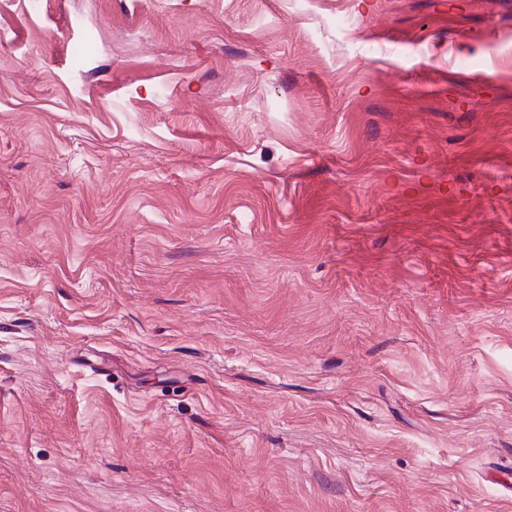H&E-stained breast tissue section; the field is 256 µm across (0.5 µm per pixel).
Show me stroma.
<instances>
[{"mask_svg":"<svg viewBox=\"0 0 512 512\" xmlns=\"http://www.w3.org/2000/svg\"><path fill=\"white\" fill-rule=\"evenodd\" d=\"M0 512H512L505 0H0Z\"/></svg>","mask_w":512,"mask_h":512,"instance_id":"35a3bbf8","label":"stroma"}]
</instances>
